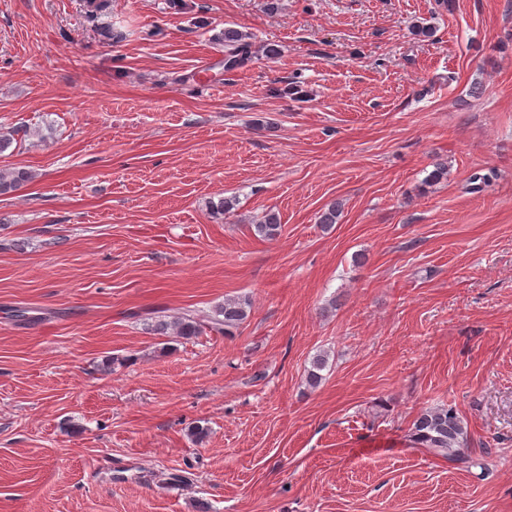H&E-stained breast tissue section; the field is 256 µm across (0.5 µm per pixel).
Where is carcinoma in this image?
Here are the masks:
<instances>
[{"label":"carcinoma","instance_id":"obj_1","mask_svg":"<svg viewBox=\"0 0 512 512\" xmlns=\"http://www.w3.org/2000/svg\"><path fill=\"white\" fill-rule=\"evenodd\" d=\"M87 19L97 29L102 39L110 44L123 40V33L109 23H100L98 19L110 8V0H89ZM224 71H233L244 67L252 60L251 35L237 29L224 28ZM33 179L30 170L13 167L0 171V196L13 193ZM256 235L273 240L280 235L281 222L278 213L269 211L253 225ZM250 302L246 298H229L216 305L212 310H187L177 316L157 315L146 322V330L158 336H173L190 341L206 331L222 336H232L248 318ZM327 366L323 354L315 355L307 369L306 380L310 387H317L323 376L321 371ZM410 437L414 444L430 448L448 459L467 463L460 447L467 441L468 432L463 420L453 408L441 407L422 411L413 421Z\"/></svg>","mask_w":512,"mask_h":512}]
</instances>
